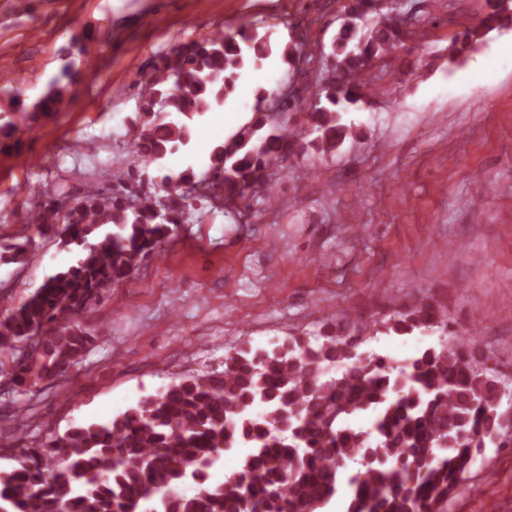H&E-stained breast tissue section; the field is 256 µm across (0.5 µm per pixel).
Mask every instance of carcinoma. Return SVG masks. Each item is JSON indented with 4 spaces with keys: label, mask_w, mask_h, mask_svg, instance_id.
<instances>
[{
    "label": "carcinoma",
    "mask_w": 512,
    "mask_h": 512,
    "mask_svg": "<svg viewBox=\"0 0 512 512\" xmlns=\"http://www.w3.org/2000/svg\"><path fill=\"white\" fill-rule=\"evenodd\" d=\"M397 0H353L319 70L312 144L325 154L349 135L345 105L360 100L359 79L399 34ZM479 24L448 45V61L463 56L483 31L512 21L509 0H488ZM278 52L295 64L301 44L280 49L241 27L174 46L137 98L140 122L128 129L136 162L158 169L192 139L193 121L237 88L239 72ZM72 85L66 65L36 104L48 115ZM302 131L257 115L217 147L213 176L200 197L251 206L266 169L291 153ZM121 195L89 185L61 209L46 201L36 221L65 225L69 242L84 247L76 264L51 275L0 322V351L23 348L14 380L34 384L65 374L93 336L61 320L83 310L145 257L160 251L170 225L191 217L182 186L191 169L165 173V195H148L138 169L115 174ZM386 333H440L401 365L368 353L366 337L338 333L295 337L272 349H240L224 371L192 376L112 418L82 424L43 450L24 448L19 466L0 471V512H321L347 483V512H444L465 478L473 449L497 438V370L475 341L456 330L432 303L405 305L383 325ZM336 375H330L331 370ZM367 416L371 426L359 431ZM250 452L219 485L208 471L224 454ZM359 465L348 474L347 466Z\"/></svg>",
    "instance_id": "carcinoma-1"
}]
</instances>
